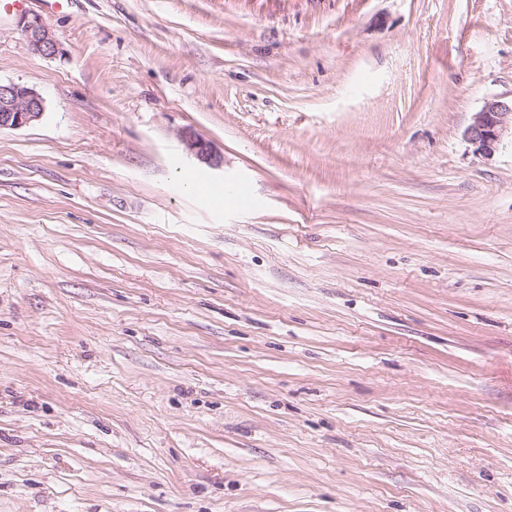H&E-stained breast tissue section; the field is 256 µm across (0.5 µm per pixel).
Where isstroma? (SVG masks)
I'll return each mask as SVG.
<instances>
[{
	"label": "stroma",
	"mask_w": 512,
	"mask_h": 512,
	"mask_svg": "<svg viewBox=\"0 0 512 512\" xmlns=\"http://www.w3.org/2000/svg\"><path fill=\"white\" fill-rule=\"evenodd\" d=\"M0 80V512H512V0H29ZM20 23L28 39L38 52L44 55H54L58 51L56 40L38 16L34 15L30 19L23 17ZM43 98L25 85L0 82V129H19L39 120ZM509 128L512 138V101L509 105L506 102L491 99L484 103L479 112H476L467 133L482 154L491 156L499 148Z\"/></svg>",
	"instance_id": "stroma-1"
}]
</instances>
